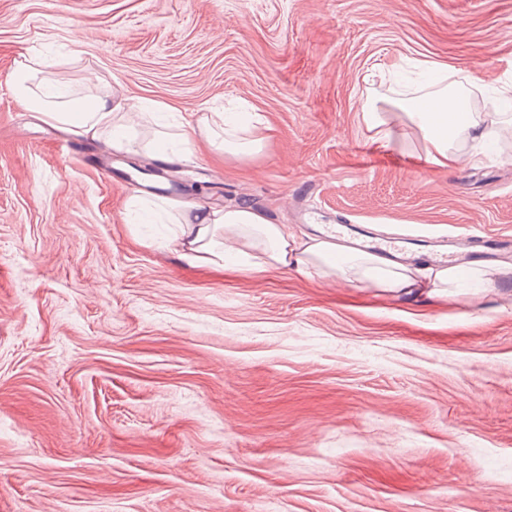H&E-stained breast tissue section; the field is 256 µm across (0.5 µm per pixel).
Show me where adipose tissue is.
I'll use <instances>...</instances> for the list:
<instances>
[{"label": "adipose tissue", "instance_id": "obj_1", "mask_svg": "<svg viewBox=\"0 0 512 512\" xmlns=\"http://www.w3.org/2000/svg\"><path fill=\"white\" fill-rule=\"evenodd\" d=\"M12 83L20 105L42 114L45 122L70 126L73 133L107 137L118 152L130 151L138 137L136 114L113 103L111 94L72 97L61 93V81L38 58L27 57L16 67ZM403 106L416 118L428 145L430 163L444 166L449 162L448 145L454 138L465 137L476 145L465 155V163L481 159L479 148L489 139L499 137V129L481 126L472 112L460 102H449L445 92L405 99ZM205 123L208 144L217 154L239 160L259 153L270 129L263 117L253 112H214ZM179 241L192 260L223 267L233 260L254 274L271 268L300 272L317 269L319 275H337L347 282H361L368 288H380L391 294L410 292L425 284L429 294L444 295L457 287L461 271L454 265L411 268L337 242L331 232L298 241L285 224L269 223L265 216L249 207L226 210L200 209L191 223L182 229Z\"/></svg>", "mask_w": 512, "mask_h": 512}]
</instances>
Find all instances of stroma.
<instances>
[{
  "label": "stroma",
  "mask_w": 512,
  "mask_h": 512,
  "mask_svg": "<svg viewBox=\"0 0 512 512\" xmlns=\"http://www.w3.org/2000/svg\"><path fill=\"white\" fill-rule=\"evenodd\" d=\"M23 55L189 121L184 218L292 225V195L381 237H512V136L429 165L395 104L429 61L482 111L512 83V0H0V512H512V251L476 295L190 264L96 164L155 156L23 109ZM233 105L271 129L257 157L208 151L200 117Z\"/></svg>",
  "instance_id": "1"
}]
</instances>
